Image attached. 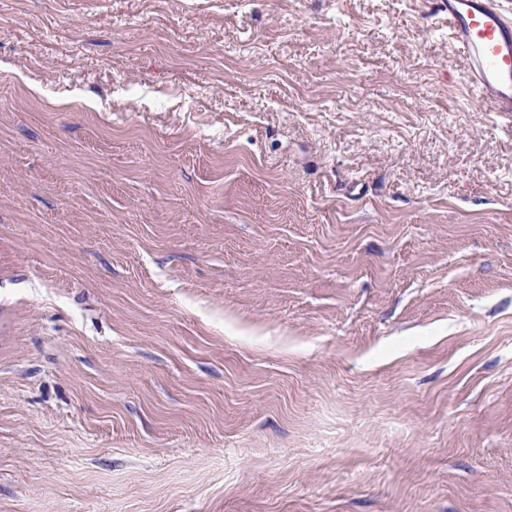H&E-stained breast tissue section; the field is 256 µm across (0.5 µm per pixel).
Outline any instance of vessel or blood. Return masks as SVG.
I'll return each mask as SVG.
<instances>
[{
    "label": "vessel or blood",
    "instance_id": "vessel-or-blood-1",
    "mask_svg": "<svg viewBox=\"0 0 512 512\" xmlns=\"http://www.w3.org/2000/svg\"><path fill=\"white\" fill-rule=\"evenodd\" d=\"M466 61L469 91L493 112H512V0H437Z\"/></svg>",
    "mask_w": 512,
    "mask_h": 512
}]
</instances>
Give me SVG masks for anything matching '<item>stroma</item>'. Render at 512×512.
Segmentation results:
<instances>
[{
  "mask_svg": "<svg viewBox=\"0 0 512 512\" xmlns=\"http://www.w3.org/2000/svg\"><path fill=\"white\" fill-rule=\"evenodd\" d=\"M434 0H0V512H512V114Z\"/></svg>",
  "mask_w": 512,
  "mask_h": 512,
  "instance_id": "1",
  "label": "stroma"
}]
</instances>
